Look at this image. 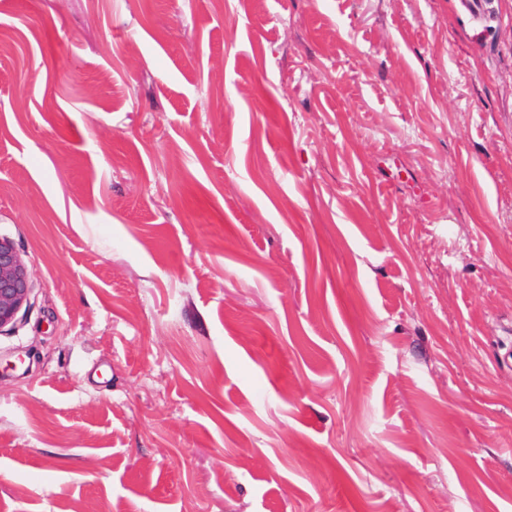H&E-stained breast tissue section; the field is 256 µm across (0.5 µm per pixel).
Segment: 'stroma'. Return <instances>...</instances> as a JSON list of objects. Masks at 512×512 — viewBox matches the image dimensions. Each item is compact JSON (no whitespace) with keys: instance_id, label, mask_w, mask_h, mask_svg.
<instances>
[{"instance_id":"1","label":"stroma","mask_w":512,"mask_h":512,"mask_svg":"<svg viewBox=\"0 0 512 512\" xmlns=\"http://www.w3.org/2000/svg\"><path fill=\"white\" fill-rule=\"evenodd\" d=\"M0 512H512V0H0ZM32 292L28 265L14 242L0 237V330L13 325Z\"/></svg>"}]
</instances>
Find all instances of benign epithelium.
Masks as SVG:
<instances>
[{
  "label": "benign epithelium",
  "mask_w": 512,
  "mask_h": 512,
  "mask_svg": "<svg viewBox=\"0 0 512 512\" xmlns=\"http://www.w3.org/2000/svg\"><path fill=\"white\" fill-rule=\"evenodd\" d=\"M32 292L28 265L14 242L0 237V329L14 324Z\"/></svg>",
  "instance_id": "1"
}]
</instances>
